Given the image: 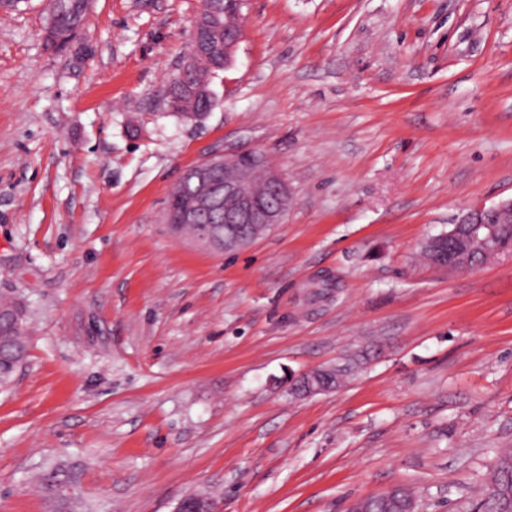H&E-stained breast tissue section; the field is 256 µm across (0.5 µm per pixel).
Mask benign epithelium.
Here are the masks:
<instances>
[{
    "instance_id": "benign-epithelium-1",
    "label": "benign epithelium",
    "mask_w": 512,
    "mask_h": 512,
    "mask_svg": "<svg viewBox=\"0 0 512 512\" xmlns=\"http://www.w3.org/2000/svg\"><path fill=\"white\" fill-rule=\"evenodd\" d=\"M235 0L233 11L214 12L206 25L211 31L210 42L224 43V67H229L235 50L243 38L245 17L241 5ZM218 172L224 179L215 178ZM263 176L271 190L268 197L253 194L248 184L254 175ZM194 185L195 199L184 210L172 229L180 233L183 226H192L191 238L197 244L217 252L245 248L273 226L283 222L291 205L288 184L263 153L256 150L224 148L211 154L203 162L185 170L174 187L179 190ZM220 211L218 224L206 221L214 211ZM512 223V199L490 207H480L461 213L452 227L432 236L425 244L434 253L435 263L452 271L470 269L478 264L495 262L512 254L501 241V225ZM13 373L23 363L18 350L0 344V362ZM312 370L293 378L291 390L298 395L310 396L325 391L318 375ZM174 512H215L207 498L187 497L179 502Z\"/></svg>"
}]
</instances>
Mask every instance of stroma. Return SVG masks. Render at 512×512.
<instances>
[{
    "instance_id": "stroma-1",
    "label": "stroma",
    "mask_w": 512,
    "mask_h": 512,
    "mask_svg": "<svg viewBox=\"0 0 512 512\" xmlns=\"http://www.w3.org/2000/svg\"><path fill=\"white\" fill-rule=\"evenodd\" d=\"M48 7L0 13V297L29 336L0 512H348L396 486L473 512L512 448V257L450 272L420 244L512 198V0H247L196 121L165 100L201 0H94L62 51ZM227 146L293 203L215 253L165 207ZM368 356V352L360 351L352 355L345 363L337 364L335 371L327 373L325 383L333 388L341 386L352 374L355 367L360 364L362 360L367 359ZM320 372L321 369H316L293 378L291 381V390L302 396H310L326 392L327 390L321 386L318 378ZM295 383L296 385H294Z\"/></svg>"
}]
</instances>
